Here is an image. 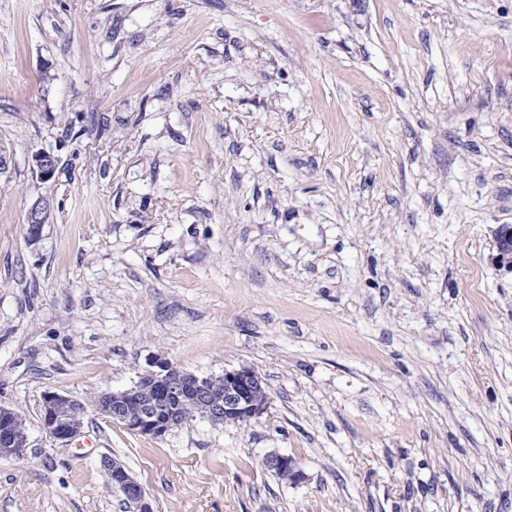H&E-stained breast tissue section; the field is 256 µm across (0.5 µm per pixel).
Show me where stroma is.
<instances>
[{"mask_svg": "<svg viewBox=\"0 0 512 512\" xmlns=\"http://www.w3.org/2000/svg\"><path fill=\"white\" fill-rule=\"evenodd\" d=\"M1 145L0 512H512V0H0ZM157 357L268 407L44 430ZM57 167L58 159L51 153L40 151L31 156L32 172L43 183L55 177ZM51 209V201L46 197L38 198L32 204L26 217V224H28L29 229H31L33 226L35 227L34 235H32L34 233L33 231H29L31 234H29L31 239L35 240L40 236L42 228L44 224H46ZM496 256L495 262L506 272H512V226L500 225L495 233ZM43 406L47 410L44 420V430L57 440L70 442L81 431L84 412L80 408V402L56 392L46 393ZM65 407L67 412L60 413ZM85 419V418H84ZM11 414V409L0 406V460L23 459L30 447L25 418L16 411L12 417ZM9 417L12 430L26 435L17 436L10 431L7 425ZM265 465L273 472L275 470H283L275 471L276 476L282 481L290 482L289 478H291L294 483H296L304 479L303 472L299 469L296 461L291 456L276 453L270 454L265 459ZM101 467L105 473L108 486L122 490L126 496L130 509H132L130 511H152L151 505L146 498L143 487L134 477L128 473V471L120 462L105 456L101 460ZM119 492L122 494L121 491Z\"/></svg>", "mask_w": 512, "mask_h": 512, "instance_id": "obj_1", "label": "stroma"}]
</instances>
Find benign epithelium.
Returning a JSON list of instances; mask_svg holds the SVG:
<instances>
[{"instance_id": "benign-epithelium-1", "label": "benign epithelium", "mask_w": 512, "mask_h": 512, "mask_svg": "<svg viewBox=\"0 0 512 512\" xmlns=\"http://www.w3.org/2000/svg\"><path fill=\"white\" fill-rule=\"evenodd\" d=\"M58 159L55 155L40 151L31 156L33 174L43 183L55 177ZM52 209L50 199L41 197L30 207L26 224L35 228L31 239H37L46 224ZM496 256L498 267L512 272V226L503 224L495 233ZM142 378L149 379L160 385V394L152 403L142 407L139 414L132 417L125 411L132 390L104 394L106 407H97L104 415L112 417V421L122 424L135 433L153 438L165 436L177 419L179 404L186 396H191L200 405L204 416L211 422L222 420L249 421L260 416L267 408L269 395L266 393L264 379L254 370L242 367L226 370L221 375L224 390L215 396L207 383V379L198 378L186 373L169 361L156 358L151 362ZM46 414L43 420L44 430L57 440L69 442L81 431L84 412L80 402L56 392L46 393L43 399ZM12 410L0 406V460L22 459L27 456L29 435L17 436L7 425ZM265 465L272 471L283 470L295 482L304 479L293 457L284 454H270ZM101 467L105 473L107 484L122 490L132 512H151V505L146 498L141 484L132 477L118 461L103 457Z\"/></svg>"}]
</instances>
